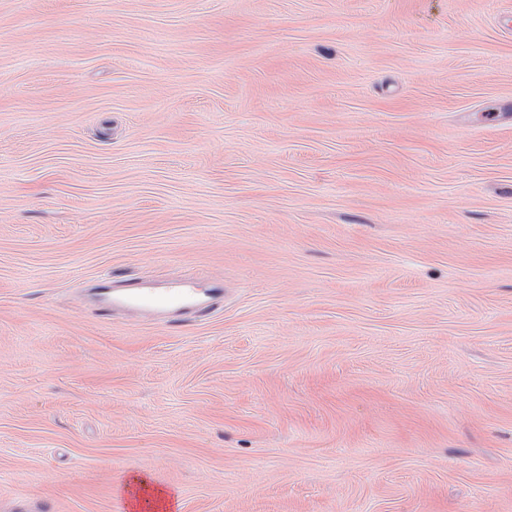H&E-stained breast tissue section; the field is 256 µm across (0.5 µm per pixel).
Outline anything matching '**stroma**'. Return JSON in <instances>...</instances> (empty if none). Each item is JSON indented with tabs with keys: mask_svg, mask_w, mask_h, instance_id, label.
<instances>
[{
	"mask_svg": "<svg viewBox=\"0 0 512 512\" xmlns=\"http://www.w3.org/2000/svg\"><path fill=\"white\" fill-rule=\"evenodd\" d=\"M510 19L0 0V512H512ZM113 286L111 280L102 279L94 284L92 290L101 301L107 304L121 302L149 310L193 306L199 311H205L218 299L224 297V285L218 281L212 282L205 292H201L198 288V281L191 279L166 281L159 286L140 284L119 294ZM210 304L211 306L207 308Z\"/></svg>",
	"mask_w": 512,
	"mask_h": 512,
	"instance_id": "35a3bbf8",
	"label": "stroma"
}]
</instances>
